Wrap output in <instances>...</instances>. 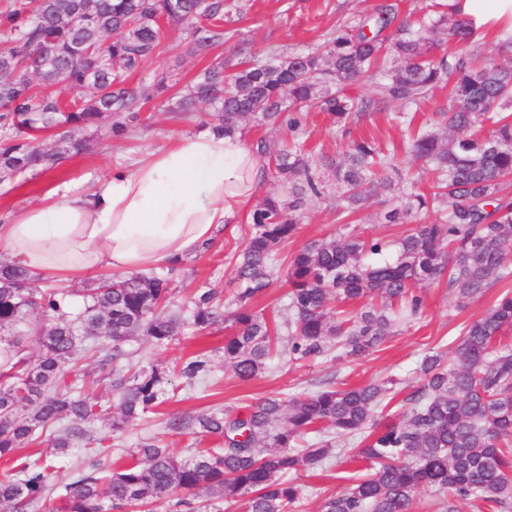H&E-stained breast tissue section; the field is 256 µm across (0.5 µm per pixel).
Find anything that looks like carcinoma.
Returning a JSON list of instances; mask_svg holds the SVG:
<instances>
[{
    "instance_id": "obj_1",
    "label": "carcinoma",
    "mask_w": 512,
    "mask_h": 512,
    "mask_svg": "<svg viewBox=\"0 0 512 512\" xmlns=\"http://www.w3.org/2000/svg\"><path fill=\"white\" fill-rule=\"evenodd\" d=\"M83 10L92 19L70 24ZM164 21L186 25L196 55L224 42V0H5L0 172L46 171L87 150V140L71 134L54 150L42 149L39 135L50 130L97 131L110 118L112 135L127 134L126 119L171 88L164 73L149 86L127 84L160 44ZM444 25L456 48L432 59V35ZM474 32L454 5L411 23L397 20L392 6L377 4L336 29L324 53L249 61L230 74L217 57L167 99L170 112L209 104L213 130L226 136L243 132L250 116L275 123L286 115L294 134L303 115L316 108L345 130L381 103L411 109L448 85V111L435 113L433 125L415 127L411 113L399 115L409 153L430 167L433 186L383 211L377 223L409 224L431 211L440 221L419 224L394 241L351 232L294 252L287 261L283 327L297 358L374 351L397 323L421 316L419 289L441 277L461 307L512 280V114L506 113L512 108V55L474 61L461 49ZM18 71L31 79H14ZM371 80L374 96L347 93ZM56 87L72 96H55ZM256 147L269 158L268 177L283 194L255 207L253 231L236 264L242 288L224 361L243 381L265 369L279 336L249 302L271 286L275 248L296 234L306 200L334 189L350 216L389 190L399 174L396 148L375 141L350 142L330 177L328 162L310 163L296 142L278 148L261 139ZM34 281L25 267L0 264V458L13 461L12 475L0 479V512L37 506L40 512H151L154 502L178 491L183 497L175 507L190 512H220L224 502H241L246 512H294L299 489L282 478L321 468L333 456L329 440L297 446L315 431L352 440L354 460L370 470L327 497L321 512H411L422 487L443 497V512H458L454 502L470 499L491 512L512 509V344L504 342L512 333V291L460 331L451 363L437 353L424 356V385L410 394L413 407L398 421L379 419L392 402L386 381L265 398L244 413H173L166 420L170 432L213 437L218 448L179 456L148 440L129 452L131 462L114 467L92 429L105 410L81 397V378L67 382L66 367L86 354L96 358L117 399L111 428L121 433L164 403L168 384V372L154 366L123 371L131 343L145 338L165 346L189 328L203 332L223 324L224 309L211 291L195 293L187 309H174L167 283L144 274L116 275L83 289L76 309L70 291L35 288ZM34 310L42 320L31 324ZM209 371L201 355L179 369L189 380ZM48 431L57 458L87 447L89 462L65 482L55 480L42 459L15 456Z\"/></svg>"
}]
</instances>
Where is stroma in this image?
Segmentation results:
<instances>
[{"mask_svg":"<svg viewBox=\"0 0 512 512\" xmlns=\"http://www.w3.org/2000/svg\"><path fill=\"white\" fill-rule=\"evenodd\" d=\"M225 2L224 43L217 52L232 59L243 46L252 48L265 58L274 53L283 56L325 49L337 27L353 21L359 12L378 4L379 0ZM163 33L156 53L130 75V85L150 83L156 74L164 72L181 87L207 66V58L189 53V38L184 25L167 22ZM401 110L399 103L383 104L346 131L332 124L325 115L312 112L303 119L298 137L315 158L323 155L341 158L350 141L362 138L396 144L401 177L394 182L393 199L400 202L414 192L416 186H428L431 180L422 162L405 151L408 132L398 118ZM208 111V106L201 104L196 111L180 115L165 111L161 99L151 100L139 112L129 136L115 138L104 130L92 133L88 136L89 149L85 154L63 159L45 172L38 170L0 179V215H9L38 202L54 187L65 184L82 188L104 176L112 165L128 166L144 152L168 149L182 137L205 129ZM384 208L381 198L374 197L364 210L344 217L336 205L335 196L308 199L296 234L288 244L277 249L275 281L254 301V309L269 317L283 310L288 291L285 257L312 241L343 235L352 228L366 235L378 234L388 240L408 233L410 227L406 224L383 226L376 223V213ZM249 231L250 214L244 211L218 234L208 249L179 265L156 269V276L169 283L173 304L183 305L195 291L210 289L223 301L225 312H232L240 287L232 257ZM423 294L425 307L420 319L412 326L399 328L377 351L360 358L340 353L334 357L297 361L288 347L287 337L283 336L265 370L247 382L238 379L224 362L227 329L191 335L162 348L147 341L135 343L136 354L131 361L133 368L157 365L171 369L166 387L171 398L135 420L120 436H113L109 423L105 421L96 423V435L111 445L112 454L116 457L126 456L129 449L146 439L156 440L160 446L187 455L200 446L212 447L213 442L207 438L198 441L190 435L170 433L165 427L168 414L198 415L222 407L241 410L263 397L289 399L327 386H356L380 380L393 381L399 397L390 414L401 416L409 408L407 396L423 384L418 371L423 357L439 352L444 358H452L460 329L482 316L494 304L499 291L491 289L462 309L457 307L455 293L446 281L428 285ZM197 353L206 354L211 372L205 381L192 384L180 376L178 369L181 363ZM352 454V445L339 442L323 469L288 475V482L299 489L300 512H320V505L327 496L346 489L363 477V470L351 460Z\"/></svg>","mask_w":512,"mask_h":512,"instance_id":"1","label":"stroma"}]
</instances>
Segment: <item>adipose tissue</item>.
Masks as SVG:
<instances>
[{
  "label": "adipose tissue",
  "instance_id": "1",
  "mask_svg": "<svg viewBox=\"0 0 512 512\" xmlns=\"http://www.w3.org/2000/svg\"><path fill=\"white\" fill-rule=\"evenodd\" d=\"M266 180L241 135L206 129L0 219V252L46 277L173 266L250 207Z\"/></svg>",
  "mask_w": 512,
  "mask_h": 512
}]
</instances>
